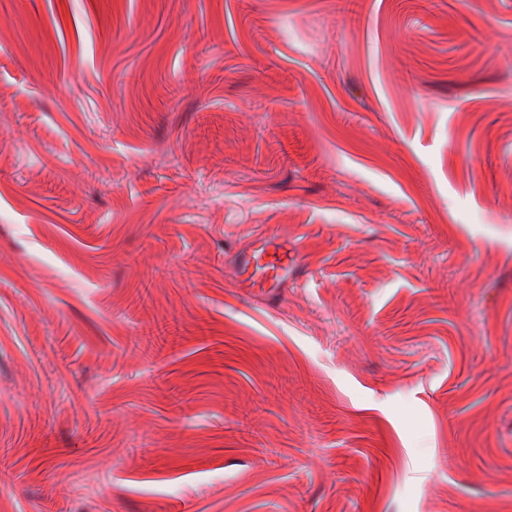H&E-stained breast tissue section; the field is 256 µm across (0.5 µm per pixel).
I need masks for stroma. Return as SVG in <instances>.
Here are the masks:
<instances>
[{
    "label": "stroma",
    "instance_id": "35a3bbf8",
    "mask_svg": "<svg viewBox=\"0 0 512 512\" xmlns=\"http://www.w3.org/2000/svg\"><path fill=\"white\" fill-rule=\"evenodd\" d=\"M0 512H512V0H0ZM303 267L295 245L275 232H266L234 252L232 272L240 288L256 290L273 299L280 288L288 286V281L299 280Z\"/></svg>",
    "mask_w": 512,
    "mask_h": 512
}]
</instances>
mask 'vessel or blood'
Here are the masks:
<instances>
[{
  "label": "vessel or blood",
  "instance_id": "obj_1",
  "mask_svg": "<svg viewBox=\"0 0 512 512\" xmlns=\"http://www.w3.org/2000/svg\"><path fill=\"white\" fill-rule=\"evenodd\" d=\"M303 267L296 246L277 233L267 232L235 251L232 272L239 287L273 298L289 281L298 279Z\"/></svg>",
  "mask_w": 512,
  "mask_h": 512
}]
</instances>
